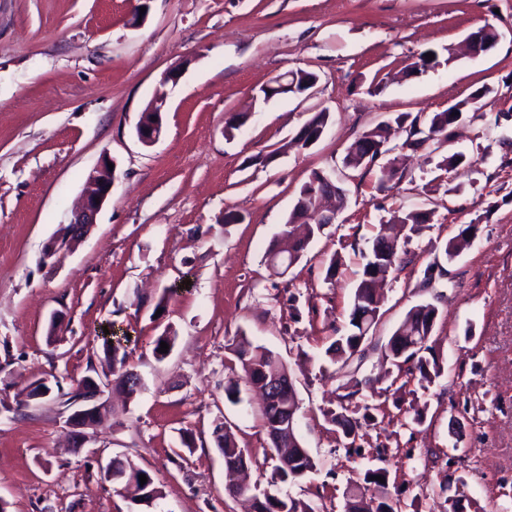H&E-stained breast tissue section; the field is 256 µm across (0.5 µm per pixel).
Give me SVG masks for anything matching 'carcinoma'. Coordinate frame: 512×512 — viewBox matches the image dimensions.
<instances>
[{"label": "carcinoma", "mask_w": 512, "mask_h": 512, "mask_svg": "<svg viewBox=\"0 0 512 512\" xmlns=\"http://www.w3.org/2000/svg\"><path fill=\"white\" fill-rule=\"evenodd\" d=\"M467 105L466 101L458 102L424 120L418 115L411 118L406 113L396 116L393 121L400 126L409 124L405 145L411 151L417 152L431 146L437 150L448 139V127L460 120V113L464 112ZM388 129L389 123L381 122L356 137L346 150L343 158L344 167H360L366 144L387 142ZM403 170L402 164L394 159L390 160L381 169L380 185L401 179ZM300 218L306 227L307 239L310 240L323 231L324 225L314 218L310 207L291 211L286 229L270 242L265 252L267 263L278 267L284 266L288 264L292 254L304 250L305 242L293 237L295 224ZM396 223L407 227V238L410 239L426 227V216L416 212L398 215ZM475 234V225L468 224L462 227L458 235L446 244L443 258L451 260L456 257L460 249L468 244ZM389 241H393V238L379 234L373 239L369 251L364 253L365 263L361 278L354 288L348 328L325 349L324 356L327 361L345 366L354 354L365 351L372 331L380 320L382 301L377 290L386 285V274L394 268L392 264L382 265L385 257L377 252V248ZM438 316L437 306L431 303L415 305L407 311L393 331L386 345V357L397 368V378H416L420 382L430 383L442 375L443 365L433 346L428 344ZM102 348L105 355L112 356V383L120 388L124 387L125 377L131 369L126 364V355L120 354L121 344L111 343L105 337ZM233 353L241 365L242 379L248 387L262 390L265 388L266 376L287 373L285 364L276 353L263 345L253 343L244 335L239 336L235 342ZM375 409L377 406L369 403L368 395L364 394L362 389L356 388L338 395L336 409L325 411L324 416L336 424L348 438L355 434V429L360 426V420H374ZM299 411L300 403L295 392L283 393L271 403L264 402L261 407L262 426L271 441L272 457L276 461L274 475L282 482L302 478L316 467L313 457L308 453H299L288 442V436L276 438L273 435L272 420L277 414L286 412L296 415ZM218 447L224 455V464L235 463L244 467L250 463L249 458L243 456V449L237 446L229 430H224ZM141 475L147 477V482L143 485L139 480ZM377 476L386 479V482L375 480ZM387 479L389 471L382 467L365 474L366 486L362 487L357 483L348 485L343 492V512H390L392 498ZM112 482L122 486L132 498H138L142 502L162 497V489L154 477L128 459L112 460ZM253 509L254 512H315L313 505L307 501L292 497L281 498L269 491L253 498Z\"/></svg>", "instance_id": "obj_1"}]
</instances>
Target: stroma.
<instances>
[{
	"mask_svg": "<svg viewBox=\"0 0 512 512\" xmlns=\"http://www.w3.org/2000/svg\"><path fill=\"white\" fill-rule=\"evenodd\" d=\"M0 0V505L6 512H245L225 494L214 429L225 425L252 459L258 489L342 512L348 481L390 472L398 512H449L461 498L512 512V0ZM490 24L496 46L474 57L464 39ZM435 52L420 74L410 65ZM176 83L163 84L169 71ZM288 70L315 73L301 96L265 98ZM490 93L470 105L481 87ZM163 132L141 145L134 127L158 90ZM466 101L439 151L407 153L400 184L380 168H344L346 147L379 122L429 117ZM327 111L320 139H297ZM465 164L439 173L442 157ZM115 166L111 198L73 252L44 259L89 173ZM335 172L347 206L285 274L264 253L312 171ZM432 210L420 236L400 241L382 317L361 362L324 350L348 324L362 254L394 211ZM234 215L225 223V215ZM473 243L424 271L463 225ZM343 264L334 276L332 255ZM431 302L444 371L400 392L377 385L381 420L346 439L323 412L355 382L391 371L385 345L406 312ZM62 316L49 337L53 316ZM122 334L132 396L104 393L109 416L76 444L66 395L111 377L106 325ZM176 340L154 354L165 330ZM247 336L281 357L302 410L298 433L318 467L272 482L260 401L238 379L231 348ZM47 382L49 395H23ZM422 410L415 422L413 410ZM192 436L184 447V436ZM355 452H348V445ZM131 458L160 483L153 504L132 501L103 469Z\"/></svg>",
	"mask_w": 512,
	"mask_h": 512,
	"instance_id": "1",
	"label": "stroma"
}]
</instances>
